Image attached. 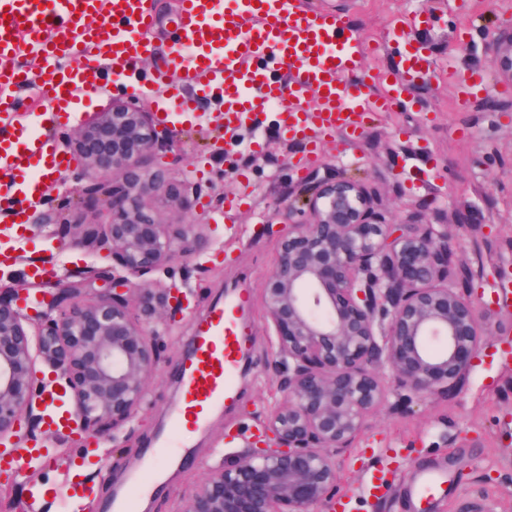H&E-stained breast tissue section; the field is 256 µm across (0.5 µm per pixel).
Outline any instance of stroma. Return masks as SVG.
<instances>
[{
  "label": "stroma",
  "instance_id": "1",
  "mask_svg": "<svg viewBox=\"0 0 512 512\" xmlns=\"http://www.w3.org/2000/svg\"><path fill=\"white\" fill-rule=\"evenodd\" d=\"M313 7L353 17L370 44L359 58L363 73L390 69L383 46L393 38V28L413 15L415 0H310ZM449 20L470 24L465 52H457L451 29H413V37L433 52L436 77L416 88L419 108L388 113L355 146L343 140L322 145L311 168H330L357 175L375 194L386 218L401 224H444L454 237L455 285L470 294L489 329L482 353L475 358L465 380L448 398L391 395L386 407L374 414L363 434L338 457L340 481L336 495L348 501L350 512H418L401 493L382 502L364 496L362 484L371 450L398 449L396 465L402 483L424 466L439 470L444 492L431 512H512V361L501 349L512 345V312L501 311L490 299L485 276L494 267L512 266V84L489 69L487 93L469 109L457 106L455 92L444 78L445 70L468 74L487 66L482 34L494 28L502 14L512 13V0H438ZM103 94L78 100L77 111L54 137L63 148L80 122L123 98L118 77L104 70ZM214 124L194 129L170 128L173 146L168 164L167 189L175 193L185 180L196 192L192 211L205 223L214 245L204 255L177 261L168 271L145 275L157 288H180L190 294L192 313L181 317L151 379V402L134 422L123 447L104 438L94 445L65 444L50 463L37 465L30 481L17 484L0 478V512H81L75 499L58 494L60 484L85 481L94 490V510L104 512L115 488L124 487L131 473L144 464L149 444L168 426L169 412L181 395L179 373L186 343L197 323L230 288H239L248 302L252 364L236 380V396L214 412L207 425L193 436L194 462L172 467L165 457L155 465L167 479L164 493L145 495L135 512H179L195 486L214 469L243 451L251 432L261 425L268 405L279 396L274 375L276 335L261 303L260 290L273 270L279 239L286 232L276 213L277 201L297 186L309 168L298 166L299 147L269 138L264 153L240 146L236 156L210 154L217 135ZM209 154L210 175L197 177L202 154ZM249 182L251 200L224 221V199L240 189L237 173ZM93 175L69 172L65 182L44 192L42 209L53 210L62 222L78 220L100 224L107 213L100 200L82 194ZM17 260L0 265V285L20 293L46 298L53 283H32L26 271L31 264L54 258L62 273L77 288L76 303L98 300L101 283L94 270L108 269L111 259L37 234L17 239L12 230L0 235V251Z\"/></svg>",
  "mask_w": 512,
  "mask_h": 512
}]
</instances>
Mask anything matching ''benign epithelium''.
<instances>
[{"instance_id": "7a95c632", "label": "benign epithelium", "mask_w": 512, "mask_h": 512, "mask_svg": "<svg viewBox=\"0 0 512 512\" xmlns=\"http://www.w3.org/2000/svg\"><path fill=\"white\" fill-rule=\"evenodd\" d=\"M486 50L512 81L511 20L488 36ZM68 148L101 178L90 194L110 203L90 250L112 255L111 276L92 305L59 289L34 329L16 295L0 289L1 445L19 436L50 383L71 391L76 429L99 436L110 418L108 441L117 443L149 405L158 344L171 333L170 300L187 299L169 288H131L130 278L209 248L197 220L167 224L153 203L172 146L148 113L114 101L76 129ZM293 196L278 204L288 233L261 288L278 336L282 398L266 415L264 438L204 478L180 512H325L339 482L336 455L392 390L446 396L485 344L477 306L449 281L448 232L388 221L362 180L329 169L311 171ZM33 227L82 244L79 225L47 213ZM38 360L50 368L45 377Z\"/></svg>"}]
</instances>
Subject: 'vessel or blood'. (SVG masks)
Masks as SVG:
<instances>
[{
  "mask_svg": "<svg viewBox=\"0 0 512 512\" xmlns=\"http://www.w3.org/2000/svg\"><path fill=\"white\" fill-rule=\"evenodd\" d=\"M179 19L165 44L150 36L152 0H0V209L14 226L28 223L34 188L64 175L70 160L50 144L51 131L29 134L27 116L41 112L63 121L76 93L98 94L103 61L122 75L142 58L156 62L150 85H129L131 95L163 90L168 110L160 123L178 115L203 124L201 104L216 100L226 147L252 134L262 152L268 137L260 114L277 117L281 141L315 150L319 139L345 136L357 143L381 113L403 104L404 95L431 73L426 45L399 41L391 70L361 75L363 35L355 21L303 9L300 0H178ZM484 70L453 79L460 107L485 88ZM245 295L215 303L189 339L182 373L183 393L172 410L171 432L145 451L108 512H133L144 491L165 486L151 462L167 455L171 464L192 461L190 440L234 392L233 376L246 357L249 332L239 311ZM441 474L418 471L408 487L416 503H431Z\"/></svg>",
  "mask_w": 512,
  "mask_h": 512,
  "instance_id": "b4317fda",
  "label": "vessel or blood"
}]
</instances>
